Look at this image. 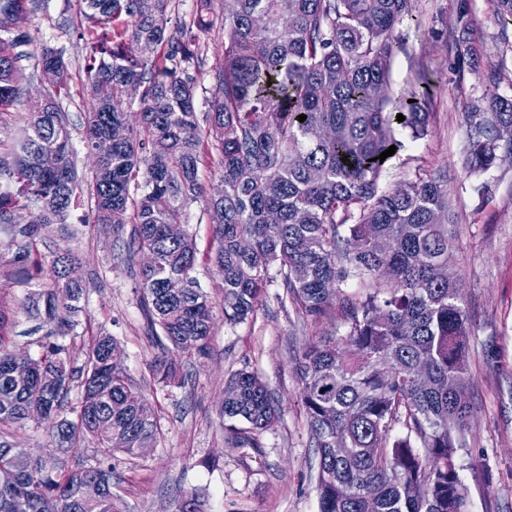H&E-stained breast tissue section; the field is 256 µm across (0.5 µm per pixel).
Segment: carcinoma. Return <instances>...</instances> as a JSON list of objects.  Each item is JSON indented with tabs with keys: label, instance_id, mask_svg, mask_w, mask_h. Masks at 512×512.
Masks as SVG:
<instances>
[{
	"label": "carcinoma",
	"instance_id": "carcinoma-1",
	"mask_svg": "<svg viewBox=\"0 0 512 512\" xmlns=\"http://www.w3.org/2000/svg\"><path fill=\"white\" fill-rule=\"evenodd\" d=\"M169 0H78L100 29L87 58L83 144L93 159V221L132 225L145 315L177 350L202 355L214 326L213 302L196 288V238L187 208L205 203L216 247L206 256L222 280L224 320L254 315L279 266L286 298L304 319L341 311L343 334L322 336L295 356L310 443L317 449L320 512H467L455 456L471 406L464 374L469 314L460 278L440 270L454 258L456 234L437 222L448 210L440 179L419 175L381 191L383 151L398 145L388 92L396 28L411 0H224V57L201 132L195 112L196 45L181 29L166 34ZM190 26H213L212 0H198ZM40 0H0V113L22 98L34 74L23 20ZM123 20L117 32L112 23ZM38 66L55 70L51 90L28 102L24 136L0 137V229L15 247L12 275L45 279L23 309L46 328L26 359L13 357V321L0 301V512H115L112 459L151 448L161 428L154 409L109 357L99 332L78 367L59 341L74 331L83 285L70 278L82 259L68 249L45 262L44 232L82 206L73 161L68 67L41 49ZM428 90L405 104L414 139L428 132ZM138 106L139 122L127 126ZM306 115L299 122V115ZM469 171L512 161V98L491 95L465 113ZM347 161H341L342 157ZM217 158L222 183L205 194L200 168ZM183 226L179 236L171 234ZM249 245L242 246V240ZM366 288L343 291L347 281ZM157 382L177 366L155 363ZM80 388L77 399L71 398ZM48 412L61 417L57 447L95 455L69 466L57 455L33 458L17 433ZM277 416L267 386L241 370L224 387L221 417L235 448L261 447ZM406 435L393 438L396 423ZM89 478L103 488L87 503ZM175 512H204L194 492Z\"/></svg>",
	"mask_w": 512,
	"mask_h": 512
}]
</instances>
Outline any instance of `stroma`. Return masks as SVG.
Listing matches in <instances>:
<instances>
[{"label": "stroma", "instance_id": "35a3bbf8", "mask_svg": "<svg viewBox=\"0 0 512 512\" xmlns=\"http://www.w3.org/2000/svg\"><path fill=\"white\" fill-rule=\"evenodd\" d=\"M413 19L395 31L404 50L392 64L393 106L428 90L427 136L415 140L394 125L400 147L384 165L378 184L391 190L422 173L440 175L448 190V221L456 233L451 272L461 278L470 316L468 365L464 375L472 414L456 465L467 490V512H512V162L485 173L464 164L463 114L475 100L512 96V27L496 19V0H412ZM473 20L468 40L470 65L457 55L460 6ZM85 22L77 0H45L22 26L32 51L48 45L62 51L70 75V118L75 166L91 176L81 139L86 109L84 58L88 40L76 31ZM203 63L198 69L196 112L199 127L215 88L222 60L224 29L200 33ZM75 211L66 227L51 225L40 245L45 255L77 252L84 284L83 307L70 342L74 360L90 334L103 331L118 344L120 364L160 419L162 434L153 448L114 461L113 493L118 512H174L181 491H197L207 512H319L317 457L309 444L299 400L294 357L306 344L340 326V318L305 322L285 302L279 275H272L254 316L229 323L216 312L208 355L161 347L148 328L138 277L141 255H130V227L82 223ZM14 248L0 232V300L16 310V350L34 351L41 336L36 320L20 306L32 286L12 277ZM179 367L174 385L161 387L155 360ZM256 372L280 409L265 431L263 446L232 448L220 418L224 385L235 372Z\"/></svg>", "mask_w": 512, "mask_h": 512}]
</instances>
